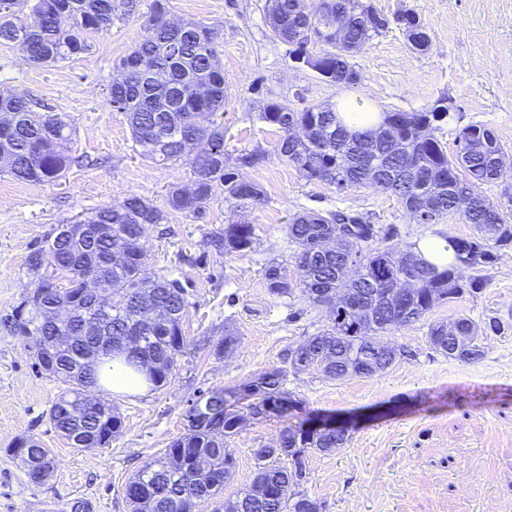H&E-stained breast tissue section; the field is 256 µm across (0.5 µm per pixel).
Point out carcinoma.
<instances>
[{
  "label": "carcinoma",
  "mask_w": 512,
  "mask_h": 512,
  "mask_svg": "<svg viewBox=\"0 0 512 512\" xmlns=\"http://www.w3.org/2000/svg\"><path fill=\"white\" fill-rule=\"evenodd\" d=\"M302 0H273L269 24L274 40L288 45L292 55L310 54L315 45L327 72L333 75L350 64L351 50L383 35L388 24L369 0H321L320 10L308 18L316 35L308 39L293 24ZM130 0H0V40L19 45L27 61L51 66L90 49L92 34L112 25ZM38 19L26 23L25 8ZM342 9L343 41L326 28ZM167 0H153L147 18L149 35L136 43L117 63L121 75L108 87V104L125 114L135 145L144 158L160 162L185 160L193 179L187 186L173 185L167 206L199 215L223 196L230 211L263 201L255 184L243 185L237 169L262 163L265 153L256 148L229 159L224 154V70L213 29L201 22L174 24L167 18ZM258 119L283 132L278 154L301 169L310 180L325 182L346 192L373 187L397 198L406 215L417 224H437L458 213L472 225L466 238L449 236L453 260L439 267L415 250L394 242L395 227L376 226L361 216L338 224L340 210L299 212L288 225V244L294 247L293 270L279 263L267 266L265 279L277 298L301 297L312 307L327 306L332 314L327 328L288 351V366L271 367L247 380L253 415H279L283 403L295 399L286 388L288 376L315 369L343 381L386 372L396 360L395 349L382 337L423 320L432 309L483 284L480 272L493 264L503 249H512V193L494 203L480 191L484 183L500 177L504 147L493 130L470 125L458 136V150L448 156L438 136L441 124L453 119L449 112H385L380 127L364 136L338 120L336 108L322 104L293 107L271 102ZM9 133L0 140V171L23 183L51 181L75 163L70 154L72 132L59 113H37L19 95L0 93V127ZM294 127L309 131L303 138L291 135ZM165 213L140 195L133 194L116 206L97 209L81 223L88 231H73L30 252L28 272L36 279L33 293L50 292L53 299L71 307L66 319L55 321L52 309H33L21 321L15 311L0 317V328L18 337L33 359L36 372L62 385L48 410V420L62 438L76 433L83 445L77 450L104 448L122 427V417L112 401H91L86 394L98 385L101 371L112 370V360L140 370L156 386L167 383L177 356L188 343L183 323L188 307L178 280L155 272L142 238L145 225L160 224ZM209 244L219 254L245 255L257 244L255 226L231 221L210 234ZM112 256V264L105 257ZM103 282L117 301L102 329L77 295L82 281ZM368 298L371 311L357 320L351 299ZM457 337L448 338V325L432 323L428 341L435 352L465 363L485 356L481 342L501 330L492 318L480 325L465 314L455 318ZM35 336H61L55 362L40 363ZM138 336L126 348L121 341ZM238 334L224 330L215 354H233ZM209 410L199 414L197 405ZM244 415L231 409L226 391L200 393L186 413L187 431L168 448L144 461L125 484L123 495L132 512H195L201 502L216 498L224 480L235 468L234 436ZM349 430H313L303 420L282 429L278 446L254 451L257 472L251 484L224 512H322L323 505L304 489L306 460L316 451L330 452L348 442ZM54 466L52 449L29 436L13 453L28 480L41 479L22 449Z\"/></svg>",
  "instance_id": "obj_1"
}]
</instances>
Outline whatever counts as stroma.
Returning a JSON list of instances; mask_svg holds the SVG:
<instances>
[{"label": "stroma", "mask_w": 512, "mask_h": 512, "mask_svg": "<svg viewBox=\"0 0 512 512\" xmlns=\"http://www.w3.org/2000/svg\"><path fill=\"white\" fill-rule=\"evenodd\" d=\"M153 0H134L130 12L92 34L90 50L52 66L28 64L17 44L0 42V90L27 96L38 111L60 113L72 126V155L98 158L97 166L72 167L45 184L22 183L0 174V315L11 311L32 286L26 258L59 223L138 194L165 208L172 184H189L185 163H156L139 155L126 117L107 103L116 62L148 35ZM391 24L350 59L357 84L338 87L298 66L288 47L275 41L267 23L269 0H168L171 21L203 22L218 35L224 69V151L234 157L259 148L266 159L240 169L258 185L264 200L239 214L258 235L247 256L216 254L211 232L231 214L213 202L203 217L167 210L163 223L148 225L142 242L153 268L179 279L189 307L187 354L178 356L162 387L145 395L114 394L123 428L103 449L65 447L47 411L59 385L32 371L23 343L0 331V512H129L126 481L150 456L167 448L186 428V412L199 392L234 389L272 366L289 349L329 324L328 310L294 316L288 299L272 296L265 268L270 259L289 263L287 228L294 213L345 210L376 225L399 228V246L431 233L467 237L460 215L436 224H411L396 198L372 189L344 193L308 180L276 151L278 129L258 119L267 102L334 104L366 100L377 112H418L439 98L451 99L454 119L439 137L448 152L459 131L471 124L492 128L508 156L504 175L482 185L499 202L512 185V0H372ZM413 10L429 36V47L410 46L396 14ZM477 293L435 307L426 320L401 328L390 342L409 352L381 375L335 381L312 371L289 376L287 389L299 400L298 415H332L352 424L348 442L307 459L308 493L323 512H512V249L485 268ZM464 313L501 321L500 333L485 340L476 363L435 353L427 340L433 321L451 322ZM239 333L230 357L214 352L225 324ZM283 422L247 419L229 445L236 467L217 504L247 487L254 451L276 447ZM33 435L50 448L56 466L41 485L29 483L13 449Z\"/></svg>", "instance_id": "1"}]
</instances>
